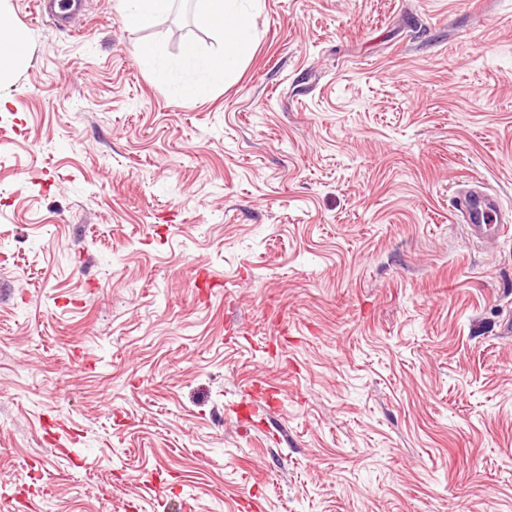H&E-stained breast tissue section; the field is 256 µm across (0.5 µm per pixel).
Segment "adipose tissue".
<instances>
[{"label": "adipose tissue", "mask_w": 512, "mask_h": 512, "mask_svg": "<svg viewBox=\"0 0 512 512\" xmlns=\"http://www.w3.org/2000/svg\"><path fill=\"white\" fill-rule=\"evenodd\" d=\"M200 22L216 31L221 37L219 49L207 56L198 55L195 49H187L185 62L196 80L180 85L177 95L188 98L194 95L198 85L218 86L233 76L246 57L255 40L250 0H199Z\"/></svg>", "instance_id": "obj_1"}]
</instances>
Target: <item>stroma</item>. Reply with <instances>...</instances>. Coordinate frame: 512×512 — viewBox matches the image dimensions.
Instances as JSON below:
<instances>
[{
    "label": "stroma",
    "mask_w": 512,
    "mask_h": 512,
    "mask_svg": "<svg viewBox=\"0 0 512 512\" xmlns=\"http://www.w3.org/2000/svg\"><path fill=\"white\" fill-rule=\"evenodd\" d=\"M8 0L0 512H512V0ZM156 51L154 63L139 55ZM6 1L0 2V75L2 71L18 70L25 67L29 60V46L27 40L20 35L14 27L7 21L4 16V4ZM7 38L13 45V49L5 51L2 49V41ZM174 0H129L125 13V23L133 28L152 26L158 19L168 14ZM250 1L253 0L198 1L200 22L220 35L221 44L208 56H199L191 47L186 50L185 62L196 80L180 85L176 89L177 95L191 97L199 84L223 85L237 72L255 40L253 15L248 8ZM460 210L473 235H484L505 228L504 225L495 224L496 220L493 219V216H496L498 203L486 193L472 199L465 198L460 205Z\"/></svg>",
    "instance_id": "obj_1"
}]
</instances>
